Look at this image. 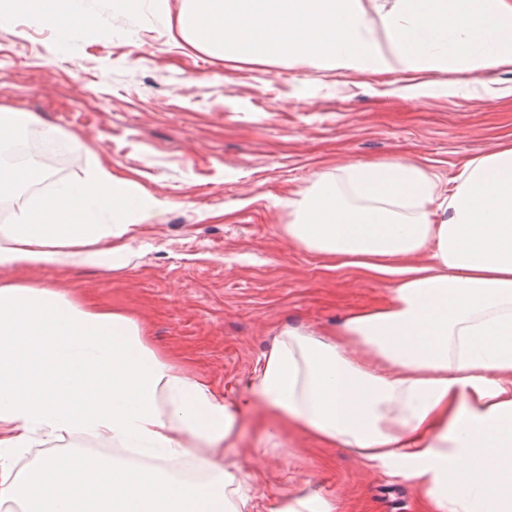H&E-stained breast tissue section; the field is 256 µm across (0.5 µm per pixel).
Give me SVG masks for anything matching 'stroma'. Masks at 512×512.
<instances>
[{"label": "stroma", "instance_id": "35a3bbf8", "mask_svg": "<svg viewBox=\"0 0 512 512\" xmlns=\"http://www.w3.org/2000/svg\"><path fill=\"white\" fill-rule=\"evenodd\" d=\"M88 6L107 29L65 48L33 16L0 25V110L40 115L34 134L79 139L39 188L0 198V225L47 195L53 176L82 180L91 162L166 199L131 231L128 266L23 277L131 314L231 401L282 329L332 330L390 294L385 281L291 245L281 199L316 172L393 158L421 163L444 193L467 161L512 143V67L465 80L452 65L373 73L238 63L172 40L166 23L118 0ZM270 427L262 409L248 412L234 449L216 456L246 475L261 512L312 491L335 498L338 512H419L411 483L296 426L268 439Z\"/></svg>", "mask_w": 512, "mask_h": 512}]
</instances>
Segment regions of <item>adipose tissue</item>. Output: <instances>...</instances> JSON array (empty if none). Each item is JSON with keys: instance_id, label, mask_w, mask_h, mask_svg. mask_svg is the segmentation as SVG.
<instances>
[{"instance_id": "obj_1", "label": "adipose tissue", "mask_w": 512, "mask_h": 512, "mask_svg": "<svg viewBox=\"0 0 512 512\" xmlns=\"http://www.w3.org/2000/svg\"><path fill=\"white\" fill-rule=\"evenodd\" d=\"M86 0H0V22L35 14L61 41L102 28ZM175 19L180 35L243 63L303 61L336 71L512 67V0H394L385 42L361 0H124ZM289 242L388 278L379 306L335 334L283 330L249 395L227 402L150 342L125 312L7 271L73 259L116 269L134 225L164 200L95 167L0 226V506L21 512H246L242 477L212 452L261 399L277 423L402 478L423 512H512V145L467 162L448 193L417 164L354 162L315 173L285 201ZM78 436L128 448L137 467L57 451ZM199 455L200 482L170 463ZM86 440H89V439H82V438H77V437H65L64 439H61V440L50 441V442L44 444L43 446H40L39 448H28L22 456V458H24L25 456H28V461L22 468H18V469L29 468L32 466V464H34L36 461H38L44 455H46L50 452H53V451H57V450L71 449V450H75V451H83V452L91 453L89 450V447H85L83 445V442Z\"/></svg>"}]
</instances>
